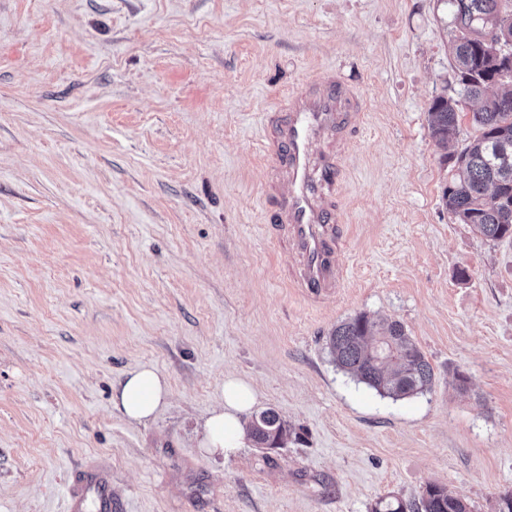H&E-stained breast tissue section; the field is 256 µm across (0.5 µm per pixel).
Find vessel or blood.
Listing matches in <instances>:
<instances>
[{
  "label": "vessel or blood",
  "mask_w": 512,
  "mask_h": 512,
  "mask_svg": "<svg viewBox=\"0 0 512 512\" xmlns=\"http://www.w3.org/2000/svg\"><path fill=\"white\" fill-rule=\"evenodd\" d=\"M361 119L357 96L336 70L287 92L267 121L271 160L262 194L274 203L271 232L289 258L288 283L318 304L335 294L344 228L336 209L337 172L347 134ZM65 512H121L112 497V466L91 462L72 472Z\"/></svg>",
  "instance_id": "1"
}]
</instances>
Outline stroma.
Returning a JSON list of instances; mask_svg holds the SVG:
<instances>
[{
    "label": "stroma",
    "instance_id": "35a3bbf8",
    "mask_svg": "<svg viewBox=\"0 0 512 512\" xmlns=\"http://www.w3.org/2000/svg\"><path fill=\"white\" fill-rule=\"evenodd\" d=\"M449 0H0V512H57L98 458L127 512H371L442 484L512 492V238L457 223L450 155L477 134ZM336 69L363 103L340 164L344 288L288 286L266 232L264 114ZM458 135L431 137L435 98ZM400 321L431 364L394 400L336 369L331 329ZM170 384L129 424L112 390ZM234 373L303 436L197 441ZM469 378L459 388L456 376ZM170 396L169 382L152 364L129 371L112 396V403L131 423H144L158 413Z\"/></svg>",
    "mask_w": 512,
    "mask_h": 512
}]
</instances>
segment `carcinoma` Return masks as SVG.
Masks as SVG:
<instances>
[{
  "label": "carcinoma",
  "instance_id": "obj_1",
  "mask_svg": "<svg viewBox=\"0 0 512 512\" xmlns=\"http://www.w3.org/2000/svg\"><path fill=\"white\" fill-rule=\"evenodd\" d=\"M465 25H477L490 42L512 37V11L494 14L495 0H452ZM455 67L466 98L477 103L472 123L479 135L463 148L458 177L443 190L448 213L470 225L490 241L512 237V74L497 82L500 91L487 95L488 79L497 70L490 57L462 42L455 45ZM428 126L439 144L456 135L458 115L445 98L433 101ZM328 349L335 366L383 397L405 399L429 391L433 368L404 325L397 320L377 321L359 313L337 324L329 333ZM260 448H282L300 433L272 409L254 416L248 425ZM372 512H470L468 503L440 484L426 487L421 501L394 495L378 499Z\"/></svg>",
  "mask_w": 512,
  "mask_h": 512
}]
</instances>
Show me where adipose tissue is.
I'll list each match as a JSON object with an SVG mask.
<instances>
[{"label": "adipose tissue", "mask_w": 512, "mask_h": 512, "mask_svg": "<svg viewBox=\"0 0 512 512\" xmlns=\"http://www.w3.org/2000/svg\"><path fill=\"white\" fill-rule=\"evenodd\" d=\"M169 396L166 376L152 364L144 363L128 372L113 394L112 403L129 422L140 424L154 418ZM255 400V392L248 382L226 376L223 400L205 421L200 447L211 454H235L247 437L242 415Z\"/></svg>", "instance_id": "ef3b65f1"}]
</instances>
